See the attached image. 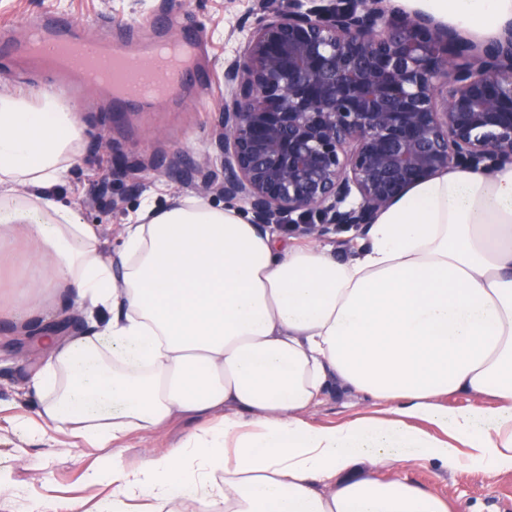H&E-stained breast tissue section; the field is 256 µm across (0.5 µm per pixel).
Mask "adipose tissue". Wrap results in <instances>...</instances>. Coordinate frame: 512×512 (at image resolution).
<instances>
[{
	"mask_svg": "<svg viewBox=\"0 0 512 512\" xmlns=\"http://www.w3.org/2000/svg\"><path fill=\"white\" fill-rule=\"evenodd\" d=\"M395 3L484 41L512 22V0ZM81 142L50 91L0 92V243L22 246L40 278L24 303L0 295V319L26 324L51 299L87 325L68 342L41 336L39 419L18 426L104 449L198 420L162 456L93 471L115 487L99 512L140 499L147 512H470L376 473L512 472V163L416 183L348 258L194 197L143 204L107 255L58 199ZM335 386L386 417L312 425ZM449 395L472 402L451 411Z\"/></svg>",
	"mask_w": 512,
	"mask_h": 512,
	"instance_id": "adipose-tissue-1",
	"label": "adipose tissue"
}]
</instances>
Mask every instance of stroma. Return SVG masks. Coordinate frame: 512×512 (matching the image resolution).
Listing matches in <instances>:
<instances>
[{
    "instance_id": "35a3bbf8",
    "label": "stroma",
    "mask_w": 512,
    "mask_h": 512,
    "mask_svg": "<svg viewBox=\"0 0 512 512\" xmlns=\"http://www.w3.org/2000/svg\"><path fill=\"white\" fill-rule=\"evenodd\" d=\"M167 8L181 14L182 28L199 30L206 56L196 74L182 81L174 105L149 112L112 110L102 91H89L71 105L83 129V145L59 185L62 201L78 210L86 223L99 225L107 248L121 242V231L145 198L166 202L193 195L186 174L220 173L215 133L224 107V59L237 48L241 27H252L257 0H0V29H15L30 17L54 13L85 24L94 39L108 37L115 21L132 22ZM0 88L28 94L56 90L53 70L22 65L13 53H0ZM111 142L133 172L101 183L108 155L98 149L100 139ZM119 199L117 210L102 211L103 197ZM12 322H0V512H29L34 501L82 502L86 512L111 498L108 484L91 485L87 474L111 463L133 466L172 448L193 427V420L175 417L154 431L130 433L106 450L88 447L82 440L58 435L40 441L15 425L19 414H33L23 389L44 362L36 347L16 350ZM364 398L332 391L309 413L311 424L332 426L369 412ZM400 477L428 488L451 502H464L474 512H512V472L487 478L471 468L436 475L424 464H411Z\"/></svg>"
}]
</instances>
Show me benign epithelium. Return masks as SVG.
<instances>
[{
	"instance_id": "7a95c632",
	"label": "benign epithelium",
	"mask_w": 512,
	"mask_h": 512,
	"mask_svg": "<svg viewBox=\"0 0 512 512\" xmlns=\"http://www.w3.org/2000/svg\"><path fill=\"white\" fill-rule=\"evenodd\" d=\"M224 61L215 144L224 178L196 189L265 228L365 230L416 182L512 162V23L490 43L383 0H259Z\"/></svg>"
}]
</instances>
